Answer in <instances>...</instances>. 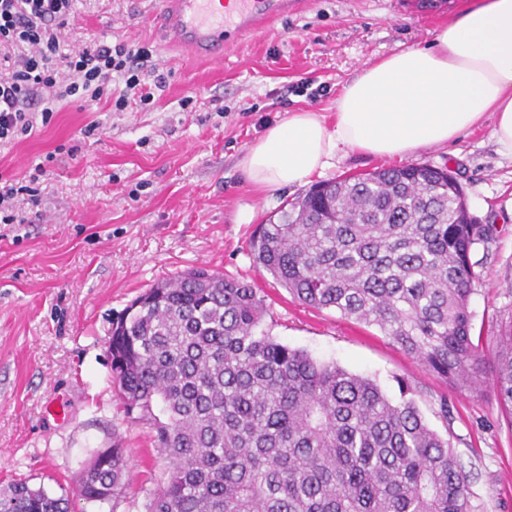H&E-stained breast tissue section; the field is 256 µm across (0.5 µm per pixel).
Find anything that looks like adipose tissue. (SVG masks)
Segmentation results:
<instances>
[{
    "label": "adipose tissue",
    "mask_w": 512,
    "mask_h": 512,
    "mask_svg": "<svg viewBox=\"0 0 512 512\" xmlns=\"http://www.w3.org/2000/svg\"><path fill=\"white\" fill-rule=\"evenodd\" d=\"M333 119L313 110L269 126L243 158L261 190L303 185L341 151L404 158L492 116L512 154V0H468L424 47L398 51L343 85Z\"/></svg>",
    "instance_id": "obj_1"
}]
</instances>
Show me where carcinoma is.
<instances>
[{
	"label": "carcinoma",
	"mask_w": 512,
	"mask_h": 512,
	"mask_svg": "<svg viewBox=\"0 0 512 512\" xmlns=\"http://www.w3.org/2000/svg\"><path fill=\"white\" fill-rule=\"evenodd\" d=\"M474 224L450 171L408 164L322 181L259 225L253 262L297 301L377 327L446 382L491 387L512 409V325L473 334ZM252 285L189 268L112 320V378L126 416L149 422L168 461L147 512H470L467 475L424 420L370 378L275 340ZM165 418L155 413V407ZM124 449L96 454L78 498L120 496ZM0 512H69L16 481Z\"/></svg>",
	"instance_id": "1"
}]
</instances>
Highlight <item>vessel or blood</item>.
I'll list each match as a JSON object with an SVG mask.
<instances>
[{"mask_svg":"<svg viewBox=\"0 0 512 512\" xmlns=\"http://www.w3.org/2000/svg\"><path fill=\"white\" fill-rule=\"evenodd\" d=\"M231 13L215 0H160L153 22L162 38L209 62L221 61L229 35L243 36L296 12L301 0H235Z\"/></svg>","mask_w":512,"mask_h":512,"instance_id":"1","label":"vessel or blood"}]
</instances>
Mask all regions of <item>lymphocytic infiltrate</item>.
<instances>
[{"label":"lymphocytic infiltrate","mask_w":512,"mask_h":512,"mask_svg":"<svg viewBox=\"0 0 512 512\" xmlns=\"http://www.w3.org/2000/svg\"><path fill=\"white\" fill-rule=\"evenodd\" d=\"M73 7L74 0H0V48H24L0 69V141L30 135L35 122L49 124L58 102L100 98L115 79L124 87L112 99L113 111L153 102L144 80L155 46L95 42L61 53L59 34L73 21Z\"/></svg>","instance_id":"obj_1"}]
</instances>
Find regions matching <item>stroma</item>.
I'll return each mask as SVG.
<instances>
[{"label":"stroma","instance_id":"35a3bbf8","mask_svg":"<svg viewBox=\"0 0 512 512\" xmlns=\"http://www.w3.org/2000/svg\"><path fill=\"white\" fill-rule=\"evenodd\" d=\"M441 2L426 11L418 0H305L300 13L214 65L160 45L151 21L157 0H77L63 49L96 40L159 44L165 87L154 104L123 112L103 100L60 103L48 125L0 146V185L46 170L35 196L13 202L24 223L0 222V489L25 479L64 494L95 453L122 448L130 458L123 493L77 501L75 512H145L166 461L154 429L124 413L108 354L112 319L157 281L203 267L259 288L263 326L277 341L368 377L395 400L399 379L408 380L426 421L448 432L471 512H512V431L492 391L447 384L376 327L295 301L248 249L256 225L302 192L255 189L242 167L249 146L290 113L330 114L341 87L367 65L430 43L466 0ZM90 124L98 134L88 139ZM492 127L485 118L409 160L449 168L473 222L498 229L474 252L480 280L469 299L474 330L488 340L512 323V156ZM403 162L342 151L322 177ZM244 207L252 223H238ZM442 396L444 421L433 413Z\"/></svg>","mask_w":512,"mask_h":512}]
</instances>
